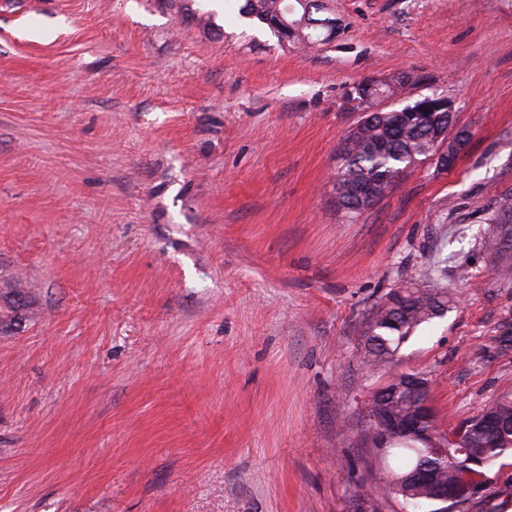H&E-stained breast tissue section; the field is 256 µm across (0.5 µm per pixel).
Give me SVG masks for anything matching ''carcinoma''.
<instances>
[{"instance_id":"obj_1","label":"carcinoma","mask_w":512,"mask_h":512,"mask_svg":"<svg viewBox=\"0 0 512 512\" xmlns=\"http://www.w3.org/2000/svg\"><path fill=\"white\" fill-rule=\"evenodd\" d=\"M319 6L306 11L299 0H243L239 15L267 26L276 37L285 36L295 45H310L318 38L317 31L325 20L314 17ZM449 122L448 113L439 112L425 120L400 118L385 112L373 113L357 131L342 143L343 165L336 175L334 189L338 204L356 216L371 207L388 191L414 159L432 153L433 131ZM356 186L368 188L372 197L361 199L352 195ZM512 245V224L497 226L486 240L487 252L502 255ZM448 291L403 289L393 292L374 307L365 336L364 362L370 367H390L401 347L416 330L438 317L447 304ZM406 378L401 373L369 400L368 417L371 438H377L374 417L382 411L385 395ZM440 442H448L445 455L427 447L425 432ZM385 465L384 486L367 499L369 512H381L383 501L394 497L405 512L434 504L435 485L453 493L448 508L463 512V507L478 495L486 481V471L500 458L512 454V393H502L484 411L466 419L447 433L439 430L436 418L413 433L399 435L387 447L378 449ZM433 463L435 478L430 483L409 480L392 482L389 474L399 476L411 472L421 463Z\"/></svg>"}]
</instances>
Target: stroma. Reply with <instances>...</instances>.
Returning a JSON list of instances; mask_svg holds the SVG:
<instances>
[{
    "mask_svg": "<svg viewBox=\"0 0 512 512\" xmlns=\"http://www.w3.org/2000/svg\"><path fill=\"white\" fill-rule=\"evenodd\" d=\"M321 2L299 50L231 0H0V512H355L404 286L448 291L395 366L442 429L512 391V0ZM397 74L470 145L353 218L351 91ZM510 504L508 455L465 512ZM505 222L497 226L496 231L486 240L485 248L491 255L499 256L506 252V246L511 247L512 224ZM448 291L403 289L374 307L365 336L364 362L370 367H390L401 347L416 330L438 317L448 303Z\"/></svg>",
    "mask_w": 512,
    "mask_h": 512,
    "instance_id": "1",
    "label": "stroma"
}]
</instances>
